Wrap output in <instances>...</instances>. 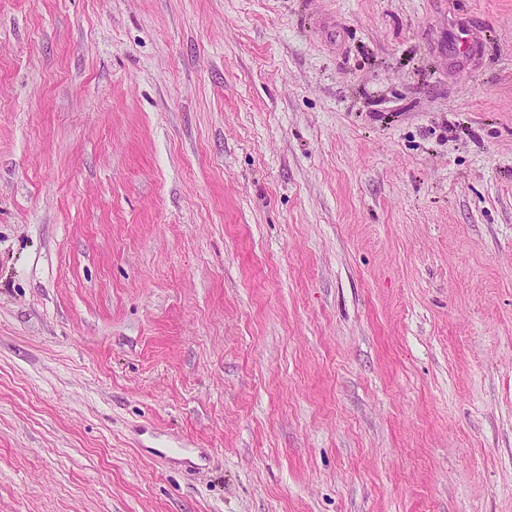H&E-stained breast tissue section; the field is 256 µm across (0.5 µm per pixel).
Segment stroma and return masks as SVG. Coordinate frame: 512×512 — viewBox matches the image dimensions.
Returning a JSON list of instances; mask_svg holds the SVG:
<instances>
[{"instance_id":"35a3bbf8","label":"stroma","mask_w":512,"mask_h":512,"mask_svg":"<svg viewBox=\"0 0 512 512\" xmlns=\"http://www.w3.org/2000/svg\"><path fill=\"white\" fill-rule=\"evenodd\" d=\"M0 512H512V0H0Z\"/></svg>"}]
</instances>
